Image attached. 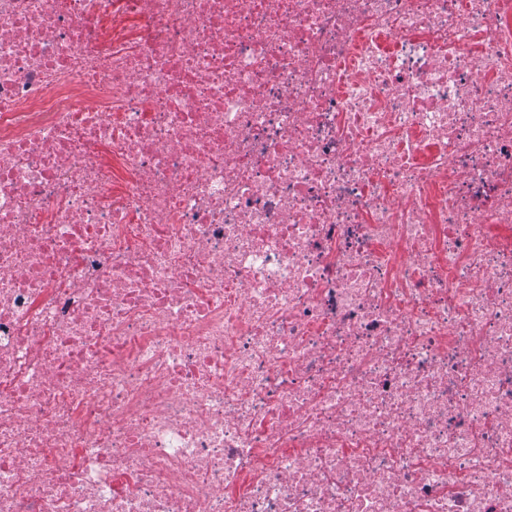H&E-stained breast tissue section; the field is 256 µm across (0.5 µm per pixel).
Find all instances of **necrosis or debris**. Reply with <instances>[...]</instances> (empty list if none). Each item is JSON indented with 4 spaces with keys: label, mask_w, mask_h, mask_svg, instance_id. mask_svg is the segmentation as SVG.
Returning a JSON list of instances; mask_svg holds the SVG:
<instances>
[{
    "label": "necrosis or debris",
    "mask_w": 512,
    "mask_h": 512,
    "mask_svg": "<svg viewBox=\"0 0 512 512\" xmlns=\"http://www.w3.org/2000/svg\"><path fill=\"white\" fill-rule=\"evenodd\" d=\"M0 512H512V0H0Z\"/></svg>",
    "instance_id": "1"
}]
</instances>
